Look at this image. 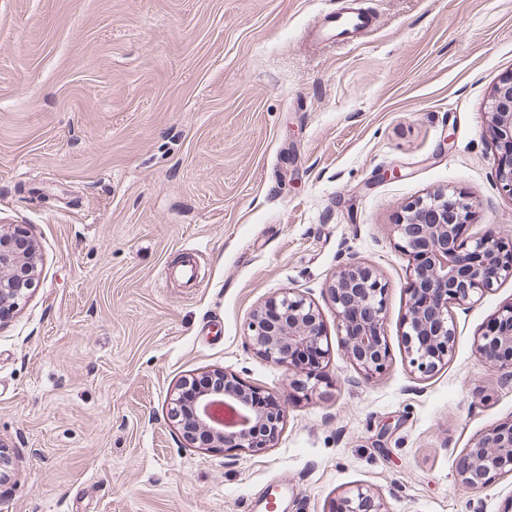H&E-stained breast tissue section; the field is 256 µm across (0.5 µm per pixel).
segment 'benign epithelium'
<instances>
[{"mask_svg": "<svg viewBox=\"0 0 512 512\" xmlns=\"http://www.w3.org/2000/svg\"><path fill=\"white\" fill-rule=\"evenodd\" d=\"M498 153L496 177L512 197V76L495 89L489 113ZM471 203L445 192L434 193L410 207L393 224L400 248L412 259L406 283L408 308L404 343L411 372L423 377L453 357L456 331L451 306L469 303L512 277V240L486 235L467 238ZM27 237L20 228L0 229V307H15L32 286L34 252L21 256L10 241ZM386 284L373 269L350 261L337 270L326 287L336 308L346 353L365 379L384 372L389 352L383 335ZM247 338L266 360L301 374L293 379L298 393L313 392L323 383L321 365L328 355L323 324L314 304L296 288L280 292L250 319ZM476 352L491 368L512 375V302L502 306L474 339ZM222 379L215 388L192 395L200 441L182 428L191 445L226 451L254 452L274 445L284 424L288 399L253 387L237 375L215 370ZM512 474V418L473 439L458 468L462 483L480 490L501 475ZM358 488L338 499V512H382Z\"/></svg>", "mask_w": 512, "mask_h": 512, "instance_id": "1", "label": "benign epithelium"}]
</instances>
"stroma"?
<instances>
[{
    "mask_svg": "<svg viewBox=\"0 0 512 512\" xmlns=\"http://www.w3.org/2000/svg\"><path fill=\"white\" fill-rule=\"evenodd\" d=\"M346 6L363 31L312 45ZM511 76L512 0H0V226L37 250L0 320V512H331L359 487L384 512H502L512 476L457 469L512 416L473 346L512 278L452 306V359L411 373L392 226L444 191L468 235L512 238L488 117ZM350 257L386 285L369 381L325 293ZM287 288L329 346L305 396L246 339ZM215 368L288 397L274 447L185 441L170 399Z\"/></svg>",
    "mask_w": 512,
    "mask_h": 512,
    "instance_id": "1",
    "label": "stroma"
}]
</instances>
